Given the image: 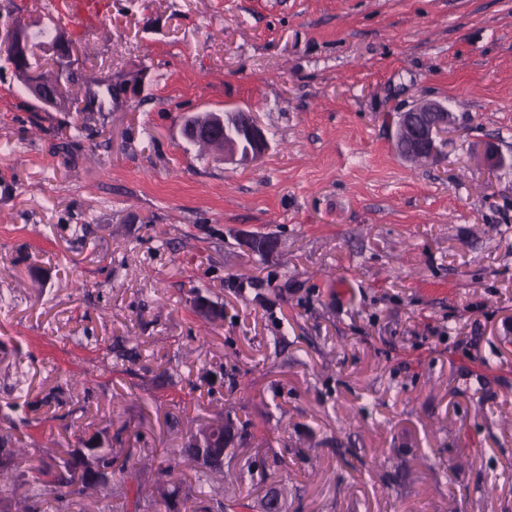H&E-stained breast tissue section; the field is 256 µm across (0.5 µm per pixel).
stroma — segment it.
I'll list each match as a JSON object with an SVG mask.
<instances>
[{"mask_svg": "<svg viewBox=\"0 0 512 512\" xmlns=\"http://www.w3.org/2000/svg\"><path fill=\"white\" fill-rule=\"evenodd\" d=\"M14 20L66 33L82 95L46 111L0 69V435L148 449V493L224 413L236 512L273 486L281 512H512V0H0ZM420 99L456 125L418 165L388 120ZM238 110L257 162L180 135Z\"/></svg>", "mask_w": 512, "mask_h": 512, "instance_id": "stroma-1", "label": "stroma"}]
</instances>
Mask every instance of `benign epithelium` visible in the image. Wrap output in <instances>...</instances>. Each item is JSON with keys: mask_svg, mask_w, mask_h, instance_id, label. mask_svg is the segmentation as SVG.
Here are the masks:
<instances>
[{"mask_svg": "<svg viewBox=\"0 0 512 512\" xmlns=\"http://www.w3.org/2000/svg\"><path fill=\"white\" fill-rule=\"evenodd\" d=\"M31 25L14 22L7 33L0 32L11 56V70L30 94L45 108L57 109L67 103L62 86L47 81L35 72L30 59L40 50L60 62H67L74 56L72 42L64 33H58L51 44L35 46L30 35ZM453 127V116L447 107L428 100H421L410 109L398 114L392 132V139L399 154L405 158L426 155L433 159L438 154L439 144L448 140ZM182 135L189 141H209L215 145L224 160L255 162L265 155L267 140L264 129L257 117L250 114L235 118L227 112L210 113L207 122L197 121L196 116L184 117ZM245 247L252 252L268 255L273 252L270 239L256 236L243 238ZM224 434L206 432L197 436L194 446L209 449L214 454L217 448H230L236 442L235 423L225 421Z\"/></svg>", "mask_w": 512, "mask_h": 512, "instance_id": "obj_1", "label": "benign epithelium"}]
</instances>
